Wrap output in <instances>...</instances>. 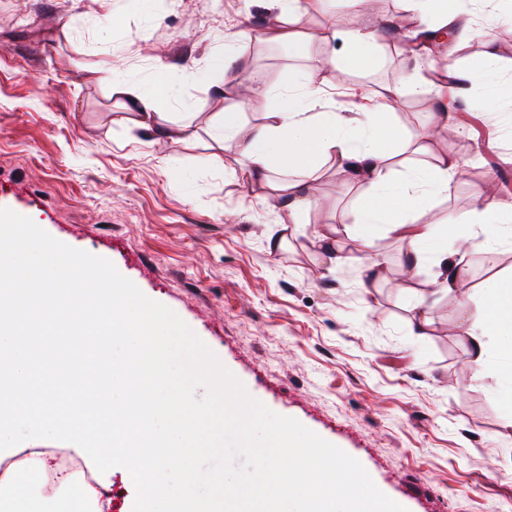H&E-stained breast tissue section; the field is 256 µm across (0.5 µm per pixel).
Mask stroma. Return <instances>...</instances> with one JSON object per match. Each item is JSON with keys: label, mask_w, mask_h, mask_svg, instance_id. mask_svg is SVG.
<instances>
[{"label": "stroma", "mask_w": 512, "mask_h": 512, "mask_svg": "<svg viewBox=\"0 0 512 512\" xmlns=\"http://www.w3.org/2000/svg\"><path fill=\"white\" fill-rule=\"evenodd\" d=\"M268 0H0V208L31 218L53 238L110 260L146 296L172 309L272 411L297 419L343 448L385 495L408 512H512V391L497 377L507 358L486 339V375L476 380L470 340L456 329L463 305L512 271V243L479 250L466 223L476 191L512 199V104L483 109L480 81L458 96L457 128L433 151L468 159L448 197L425 218L436 249L464 271L452 290L412 274L407 245L382 224L346 218L363 193L328 165L313 186L323 204L286 224L267 188L249 182L212 122L240 101L217 89L211 61L236 42L249 66L278 80L291 69L340 55L339 42L291 48L260 35ZM411 21L407 0H340L333 18L311 6L303 27L347 28L356 15ZM250 39L236 41L241 29ZM405 35L381 42L366 72L327 71L326 105L377 104L403 73ZM482 37L443 47L438 60L476 70ZM112 69L111 83L94 69ZM169 69L179 94L159 109L184 126L178 139L135 127L126 88L149 90ZM334 231L353 251L369 240L384 272L363 278L358 262L337 265L319 245ZM429 300L417 330L414 295Z\"/></svg>", "instance_id": "1"}]
</instances>
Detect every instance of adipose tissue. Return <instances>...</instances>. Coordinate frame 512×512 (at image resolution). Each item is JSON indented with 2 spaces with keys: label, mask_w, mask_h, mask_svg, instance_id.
I'll return each instance as SVG.
<instances>
[{
  "label": "adipose tissue",
  "mask_w": 512,
  "mask_h": 512,
  "mask_svg": "<svg viewBox=\"0 0 512 512\" xmlns=\"http://www.w3.org/2000/svg\"><path fill=\"white\" fill-rule=\"evenodd\" d=\"M419 20L433 30L471 32L467 18L473 0H409ZM512 17V0H495L482 25L490 49L481 69L488 108L512 101V82L502 80L507 66L493 50L494 28ZM385 19L356 18L344 33L326 28L321 40H343L342 65L365 71L376 62L375 49ZM329 60L308 70L287 72L269 81L263 72L244 73L247 93L226 106L216 125L225 149L234 150L247 176L273 187L289 223L300 220L315 199L307 183L328 161L345 163L367 190L353 211L357 224H383L406 241L414 274L424 272V245L432 230L421 218L436 196L449 195L466 161L433 155L431 134L408 133L391 115L406 95H425V79L404 75L386 88L381 103L358 112H332L322 105ZM262 114L248 126L243 108ZM466 223L486 228L490 238L512 239V204L477 193ZM0 238L11 244L0 253V429L24 425L33 430L60 429L88 440L83 458L93 471L122 463L137 488L132 512H212L211 504L189 491L166 486L156 449L181 456L185 445L202 442V430L187 405L168 402L158 409L156 389L175 390L164 358L157 353L160 336L171 332L154 308L142 301L111 264L48 247L32 224L8 219ZM458 330L471 336L475 377L484 374V338L501 337L512 356V273L501 276L486 305L466 314ZM135 337L120 365H112L106 347L113 337ZM106 380L125 388L130 398L113 408L111 425L103 423V400L93 383ZM67 402H58L61 392ZM167 412L175 425L158 433L154 421ZM0 512H111L104 483L75 474H60L51 457L36 448H0Z\"/></svg>",
  "instance_id": "obj_1"
}]
</instances>
